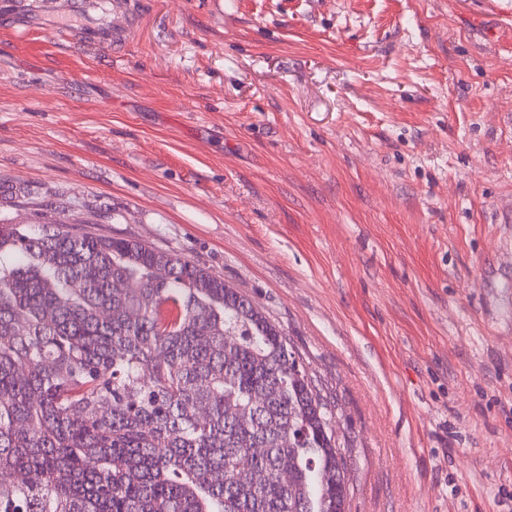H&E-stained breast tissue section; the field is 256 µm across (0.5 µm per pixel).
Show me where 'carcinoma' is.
Instances as JSON below:
<instances>
[{
    "instance_id": "cac0c4a2",
    "label": "carcinoma",
    "mask_w": 512,
    "mask_h": 512,
    "mask_svg": "<svg viewBox=\"0 0 512 512\" xmlns=\"http://www.w3.org/2000/svg\"><path fill=\"white\" fill-rule=\"evenodd\" d=\"M332 418L207 268L0 219V512H345Z\"/></svg>"
}]
</instances>
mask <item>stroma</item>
<instances>
[{
	"mask_svg": "<svg viewBox=\"0 0 512 512\" xmlns=\"http://www.w3.org/2000/svg\"><path fill=\"white\" fill-rule=\"evenodd\" d=\"M0 17V218L224 278L352 447L346 512H512V0ZM127 0H114L112 2V11L121 14L124 17L123 24L112 25L106 31L102 32L97 38L98 45L109 47L112 49L123 46L130 37L132 28L135 24V16L131 11L130 2Z\"/></svg>",
	"mask_w": 512,
	"mask_h": 512,
	"instance_id": "obj_1",
	"label": "stroma"
}]
</instances>
